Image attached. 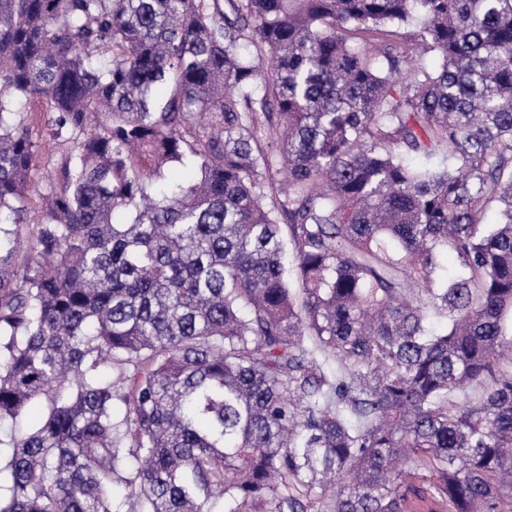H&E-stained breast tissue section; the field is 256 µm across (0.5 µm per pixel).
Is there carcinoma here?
<instances>
[{
    "mask_svg": "<svg viewBox=\"0 0 512 512\" xmlns=\"http://www.w3.org/2000/svg\"><path fill=\"white\" fill-rule=\"evenodd\" d=\"M35 401L0 512H512V0H0V426ZM40 112L30 113V122L33 129V135L39 137L41 149L37 168L33 172L31 179L38 191H44L48 175H53L55 179L60 178V168L63 162L64 152L68 145L56 140L52 136V129L55 114L39 108ZM38 191L29 194V211L27 214V227L36 230L43 222V213L41 209V200Z\"/></svg>",
    "mask_w": 512,
    "mask_h": 512,
    "instance_id": "carcinoma-1",
    "label": "carcinoma"
}]
</instances>
